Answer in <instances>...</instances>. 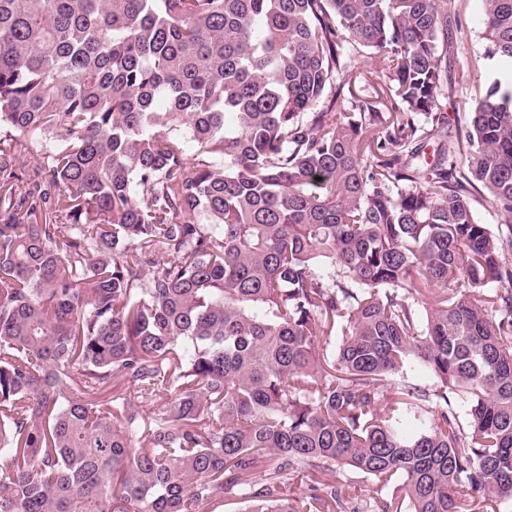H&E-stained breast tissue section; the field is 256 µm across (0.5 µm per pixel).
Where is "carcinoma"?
Instances as JSON below:
<instances>
[{
  "mask_svg": "<svg viewBox=\"0 0 512 512\" xmlns=\"http://www.w3.org/2000/svg\"><path fill=\"white\" fill-rule=\"evenodd\" d=\"M453 2L0 0V512L512 500V0L466 126ZM367 51L361 49L360 51H353L351 54V57L353 61L351 62V65H355L354 71H356L357 75L360 76L357 79L356 82V91L357 94L361 97H365L364 94H371L374 95L372 88L369 86L368 82H366L363 78H366L368 74L365 72V70L370 71V69H374L376 67H379V57L376 58V61H373L371 59H367L361 55L366 56ZM367 61V62H366ZM361 73V74H359ZM367 89L364 93H359L358 89ZM24 147L20 155V162H24L26 167H32L39 161H42L43 153L45 152L46 140L38 135L29 136L26 139H21ZM331 478L332 481H336V485L342 487L346 496L361 500L362 503H373L375 499L380 505L393 498V481L384 486L382 482L366 478L346 468L338 470Z\"/></svg>",
  "mask_w": 512,
  "mask_h": 512,
  "instance_id": "cac0c4a2",
  "label": "carcinoma"
}]
</instances>
